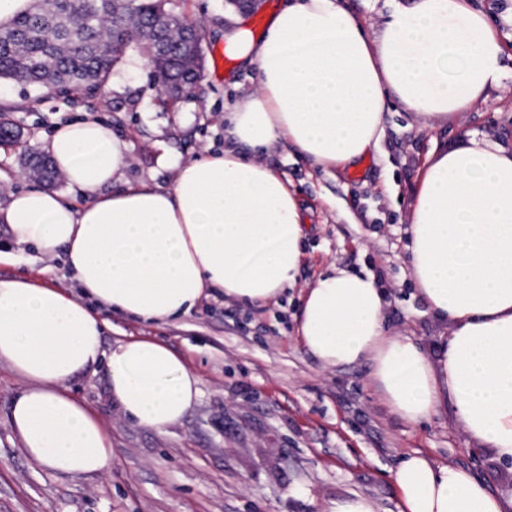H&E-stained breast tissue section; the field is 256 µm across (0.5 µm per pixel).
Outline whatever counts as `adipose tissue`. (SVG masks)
I'll list each match as a JSON object with an SVG mask.
<instances>
[{
  "mask_svg": "<svg viewBox=\"0 0 512 512\" xmlns=\"http://www.w3.org/2000/svg\"><path fill=\"white\" fill-rule=\"evenodd\" d=\"M226 48L257 71L255 91L224 115L223 152L180 165L169 189L121 185L127 144L100 121L58 126L47 144L84 201L32 188L0 220L16 246L64 254L80 296L25 277L0 279V362L26 382L10 421L25 454L57 475L99 474L112 442L69 390L106 363L124 415L166 433L193 407L199 379L148 338L103 348L101 311L165 324L208 290L263 306L297 282L305 223L295 191L262 162L280 142L341 168L378 148L395 99L443 124L503 76V44L467 0H412L377 36L338 0H289L259 34ZM416 290L449 323L436 358L389 335L372 275L330 269L304 296L296 334L327 367L365 364L390 410L420 424L451 406L469 439L512 465V148L482 138L430 162L406 230ZM400 512H512L469 471L422 454L392 472Z\"/></svg>",
  "mask_w": 512,
  "mask_h": 512,
  "instance_id": "ef3b65f1",
  "label": "adipose tissue"
}]
</instances>
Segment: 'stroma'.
<instances>
[{
	"label": "stroma",
	"instance_id": "stroma-1",
	"mask_svg": "<svg viewBox=\"0 0 512 512\" xmlns=\"http://www.w3.org/2000/svg\"><path fill=\"white\" fill-rule=\"evenodd\" d=\"M369 34L410 0H340ZM500 33L504 78L455 120L430 125L398 101L384 114L375 151L346 170L323 169L288 143L265 163L291 183L302 203L307 236L290 299L246 307L213 293L190 316L154 325L107 313L105 345L148 337L170 347L200 379V397L167 433L127 419L113 400L105 368L70 388L112 439V467L99 475L59 477L26 456L10 423L23 379L0 363V512H330L358 493L376 512H400L390 475L408 455L462 467L502 496L512 495V469L469 443L452 411L422 424L392 413L367 366H322L295 334L300 298L327 268L368 271L388 293L389 332L434 349L445 323L425 311L406 252L419 177L440 154L472 137L512 147V0H470ZM178 10L204 30L205 65L191 95L159 102L151 67L138 54L118 66L96 103L49 96L0 80V107L37 150L58 124L98 119L128 145L124 182L172 187L178 165L224 141V114L256 88L255 69L224 49L223 31L239 15L228 0H178ZM20 150L0 148V210L12 191L34 187ZM28 275L72 287L63 255L26 250L0 263V279Z\"/></svg>",
	"mask_w": 512,
	"mask_h": 512
}]
</instances>
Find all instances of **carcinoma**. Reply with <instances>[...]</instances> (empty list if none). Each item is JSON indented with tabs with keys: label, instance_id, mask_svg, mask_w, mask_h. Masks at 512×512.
<instances>
[{
	"label": "carcinoma",
	"instance_id": "carcinoma-1",
	"mask_svg": "<svg viewBox=\"0 0 512 512\" xmlns=\"http://www.w3.org/2000/svg\"><path fill=\"white\" fill-rule=\"evenodd\" d=\"M130 52L148 59L155 78L176 90L193 88L204 66L169 0H32L27 12L0 26V80L48 95H91ZM26 163L55 184L49 159L30 153Z\"/></svg>",
	"mask_w": 512,
	"mask_h": 512
}]
</instances>
